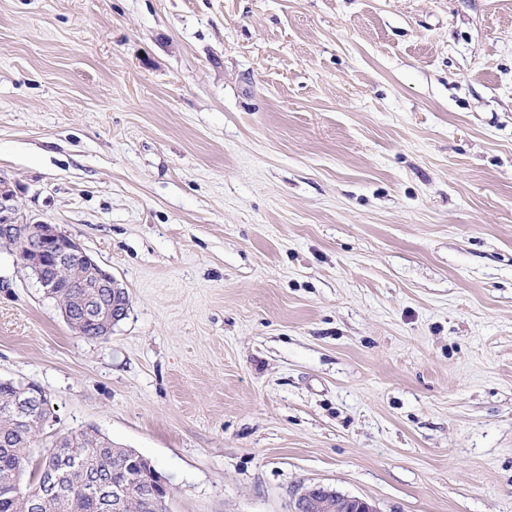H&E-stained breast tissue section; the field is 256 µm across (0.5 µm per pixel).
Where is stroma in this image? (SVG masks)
<instances>
[{"instance_id": "1", "label": "stroma", "mask_w": 512, "mask_h": 512, "mask_svg": "<svg viewBox=\"0 0 512 512\" xmlns=\"http://www.w3.org/2000/svg\"><path fill=\"white\" fill-rule=\"evenodd\" d=\"M0 178L129 294L74 331L0 249L28 450L171 512H512V0H0ZM314 495V496H313ZM377 512L366 500L323 485L302 488L294 499V512Z\"/></svg>"}]
</instances>
